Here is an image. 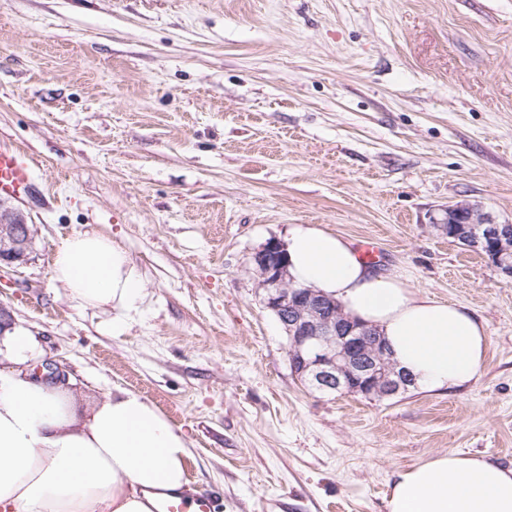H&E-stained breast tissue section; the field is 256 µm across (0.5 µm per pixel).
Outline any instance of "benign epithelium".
<instances>
[{
    "instance_id": "obj_1",
    "label": "benign epithelium",
    "mask_w": 512,
    "mask_h": 512,
    "mask_svg": "<svg viewBox=\"0 0 512 512\" xmlns=\"http://www.w3.org/2000/svg\"><path fill=\"white\" fill-rule=\"evenodd\" d=\"M461 216L468 217L458 230L463 242L483 247L505 282L511 283L512 235L507 227L465 201L441 208L432 223L454 224ZM32 241L31 226L0 202V265L24 260ZM253 264L264 306L289 338V361L301 381L318 390L364 397L376 393L392 398L410 390L405 371L374 340L371 328L348 319L336 309V301L288 281L281 242L267 241L253 255Z\"/></svg>"
}]
</instances>
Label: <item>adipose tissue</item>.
I'll return each mask as SVG.
<instances>
[{"mask_svg":"<svg viewBox=\"0 0 512 512\" xmlns=\"http://www.w3.org/2000/svg\"><path fill=\"white\" fill-rule=\"evenodd\" d=\"M286 251L292 282L377 327L418 388L449 390L480 371L486 330L468 309L376 273L349 240L313 224L294 225ZM52 278L78 307L112 311L104 330L116 335L144 298L124 248L96 232L65 239ZM0 343L9 360L0 368V512H154L159 499L185 491L187 442L157 407L122 391L82 414L67 387L28 371L41 353L34 336L15 329ZM386 508L512 512V466L443 453L398 470Z\"/></svg>","mask_w":512,"mask_h":512,"instance_id":"obj_1","label":"adipose tissue"}]
</instances>
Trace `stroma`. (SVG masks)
Wrapping results in <instances>:
<instances>
[{
  "label": "stroma",
  "instance_id": "stroma-1",
  "mask_svg": "<svg viewBox=\"0 0 512 512\" xmlns=\"http://www.w3.org/2000/svg\"><path fill=\"white\" fill-rule=\"evenodd\" d=\"M0 147L33 169L0 305L34 366L83 409L154 404L217 512H386L399 469L512 463V284L430 221H512V0H0ZM295 224L374 239L378 272L473 312L478 376L382 401L297 379L252 262ZM77 232L144 279L120 335L51 278Z\"/></svg>",
  "mask_w": 512,
  "mask_h": 512
}]
</instances>
